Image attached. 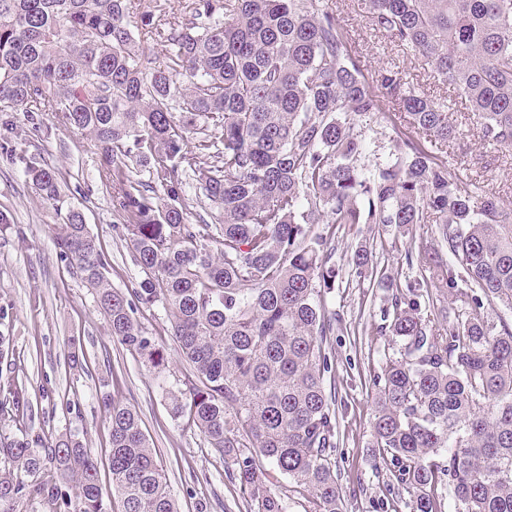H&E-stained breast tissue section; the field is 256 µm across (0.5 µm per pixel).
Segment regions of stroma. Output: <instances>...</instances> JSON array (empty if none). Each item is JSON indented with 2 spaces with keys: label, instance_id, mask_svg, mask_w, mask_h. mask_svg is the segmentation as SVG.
Instances as JSON below:
<instances>
[{
  "label": "stroma",
  "instance_id": "stroma-1",
  "mask_svg": "<svg viewBox=\"0 0 512 512\" xmlns=\"http://www.w3.org/2000/svg\"><path fill=\"white\" fill-rule=\"evenodd\" d=\"M190 0H134L131 20L143 50L163 56L165 47L149 33V23L177 24L189 16ZM355 46L360 65L371 75L379 68L398 70L412 90L448 108L456 138L448 166L475 185L477 196L512 193V147L483 141L478 118L443 84L427 61L391 42L373 28L358 0H327ZM11 128L0 134V384L12 380L23 387V413L0 405V445L30 435L47 448L65 434L77 436L97 463L99 481L112 512L122 504L112 495L108 465L109 430L103 397L135 408L151 448L157 452L179 512H247L238 486L226 477L223 458L211 453L203 436L172 414V398L183 388L189 366L171 336L162 307L142 309L137 317L149 335L166 348L164 367H146L108 330L93 292L76 268L62 259L56 238L62 220L29 187L24 160L36 156L59 172L72 204L82 209L90 232L112 257L110 278L121 290L137 287L142 278L133 261L125 222L112 197L106 166L89 135L58 128L50 118L30 120L10 113ZM409 116L395 106L364 119L371 161L385 160L390 143L378 133L390 124L407 126ZM426 225L399 232L393 224H340L336 227V263L347 266L354 251H372L381 277L360 282L343 274L339 288L326 299L337 318L328 339L330 372L336 388V470L341 476L344 512H413L408 494L394 488L386 465L376 458L371 426L375 414L372 377L389 352L379 331L380 311L390 305L393 285L409 271L398 251L425 235Z\"/></svg>",
  "mask_w": 512,
  "mask_h": 512
}]
</instances>
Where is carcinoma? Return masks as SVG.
I'll use <instances>...</instances> for the list:
<instances>
[{"mask_svg":"<svg viewBox=\"0 0 512 512\" xmlns=\"http://www.w3.org/2000/svg\"><path fill=\"white\" fill-rule=\"evenodd\" d=\"M372 26L415 51L480 119L482 139L512 146V0H362ZM131 0H0V112L51 116L87 133L107 166L142 272L123 294L111 260L58 173L25 160L34 192L63 216L61 255L94 290L112 337L152 368L164 347L138 306H162L190 366L175 416L231 461L227 477L250 512H285L267 487L270 462L307 492L311 512H343L327 337L336 314V225L433 224L400 255L422 278L396 287L380 332L393 353L378 387L373 447L414 512H512V206L478 198L427 144L456 130L445 106L405 87L399 72L367 77L339 18L321 0H192L190 18L158 37L165 60L140 51ZM401 106L388 158L366 164L361 122ZM149 168L159 205L134 171ZM210 221L189 224L186 179ZM324 228L315 232L312 225ZM351 272L376 274L355 251ZM446 288L460 303L422 305ZM112 489L122 512H178L132 407L105 402ZM23 438L0 448V512L26 493L69 512H107L97 463L81 442ZM249 446L253 451L246 453ZM31 478L25 482V478Z\"/></svg>","mask_w":512,"mask_h":512,"instance_id":"carcinoma-1","label":"carcinoma"}]
</instances>
